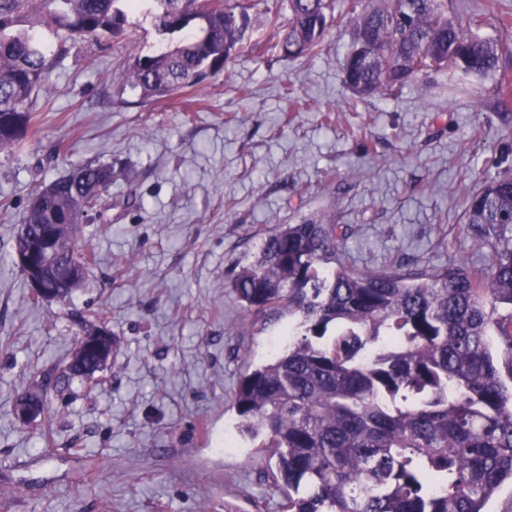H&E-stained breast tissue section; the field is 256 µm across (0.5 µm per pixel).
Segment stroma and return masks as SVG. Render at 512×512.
<instances>
[{
	"label": "stroma",
	"mask_w": 512,
	"mask_h": 512,
	"mask_svg": "<svg viewBox=\"0 0 512 512\" xmlns=\"http://www.w3.org/2000/svg\"><path fill=\"white\" fill-rule=\"evenodd\" d=\"M126 28L65 44L39 28L52 69L28 103L36 132L0 153V512H281L233 403L288 318L248 315L234 270L279 225L321 212L348 225L356 269L486 263L463 215L488 166L512 169V98L489 79L449 92L444 72L357 100L340 15L317 56L244 53L194 89L121 100L115 75L158 45L149 16ZM107 162L112 208L78 236L95 264L68 303L31 304L11 254L33 192ZM99 311L116 340L105 379L75 380L49 416L22 421L17 400L68 361L78 315Z\"/></svg>",
	"instance_id": "stroma-1"
}]
</instances>
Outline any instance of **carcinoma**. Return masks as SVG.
<instances>
[{
  "instance_id": "1",
  "label": "carcinoma",
  "mask_w": 512,
  "mask_h": 512,
  "mask_svg": "<svg viewBox=\"0 0 512 512\" xmlns=\"http://www.w3.org/2000/svg\"><path fill=\"white\" fill-rule=\"evenodd\" d=\"M259 0H0V151H14L36 128L27 108L46 86L50 63L39 35L17 28L24 15L72 39L125 35L126 11L143 8L175 45L134 56L119 84L140 100L194 88L224 72L252 41ZM288 19L271 46L284 60L318 53L336 8L349 18L343 84L358 100L400 97L420 74L452 70L461 79H508L512 44L475 32L495 13L487 0L463 20L448 0H287ZM112 165L91 163L36 190L13 251L54 225L59 251L47 272L64 284L94 256L78 242L70 216L101 220L109 209ZM464 223L488 248L485 265L468 260L409 270H358L339 249L347 229L320 213L283 224L233 273L231 288L258 320L288 314V342L245 374L235 393L237 431L270 469L283 512H485L512 482V171L487 173ZM46 371L38 391L83 378Z\"/></svg>"
}]
</instances>
